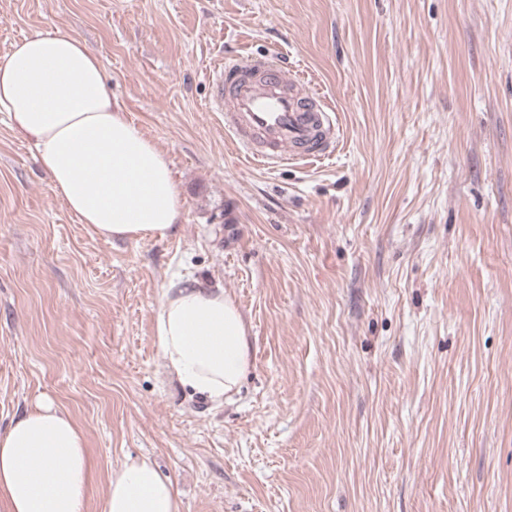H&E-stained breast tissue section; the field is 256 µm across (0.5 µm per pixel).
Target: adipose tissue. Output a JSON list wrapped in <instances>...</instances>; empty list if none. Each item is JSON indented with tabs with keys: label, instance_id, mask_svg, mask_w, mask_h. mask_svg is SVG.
<instances>
[{
	"label": "adipose tissue",
	"instance_id": "adipose-tissue-1",
	"mask_svg": "<svg viewBox=\"0 0 512 512\" xmlns=\"http://www.w3.org/2000/svg\"><path fill=\"white\" fill-rule=\"evenodd\" d=\"M0 112L32 139L55 193L104 238L166 239L184 201L166 153L112 103L99 58L77 35L38 32L0 58ZM156 343L168 377L219 408L252 365L245 320L223 289L180 279L163 291ZM94 462L81 428L47 403L0 431V512H86ZM149 458L112 467L104 512H180Z\"/></svg>",
	"mask_w": 512,
	"mask_h": 512
}]
</instances>
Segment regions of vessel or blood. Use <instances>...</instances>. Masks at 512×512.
<instances>
[{
  "mask_svg": "<svg viewBox=\"0 0 512 512\" xmlns=\"http://www.w3.org/2000/svg\"><path fill=\"white\" fill-rule=\"evenodd\" d=\"M212 107L245 157L260 166L318 160L334 149L335 112L323 109L286 66L225 59L213 78Z\"/></svg>",
  "mask_w": 512,
  "mask_h": 512,
  "instance_id": "obj_1",
  "label": "vessel or blood"
}]
</instances>
